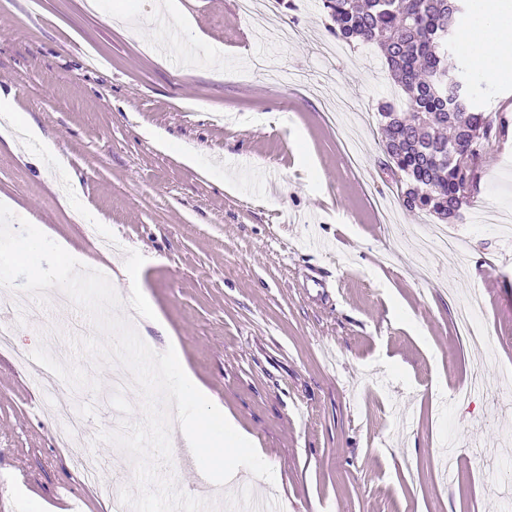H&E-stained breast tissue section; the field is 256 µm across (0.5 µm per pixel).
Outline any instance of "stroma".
I'll list each match as a JSON object with an SVG mask.
<instances>
[{"instance_id": "35a3bbf8", "label": "stroma", "mask_w": 512, "mask_h": 512, "mask_svg": "<svg viewBox=\"0 0 512 512\" xmlns=\"http://www.w3.org/2000/svg\"><path fill=\"white\" fill-rule=\"evenodd\" d=\"M188 27L156 49L154 0H0V91L51 141L78 195L60 193L39 144L0 128V203L80 262L119 267L162 325L134 327L181 361L273 469L228 485L227 507L265 496L269 512H512V132L485 147L477 188L447 230L456 254L422 251L433 216L406 211L383 170L376 103L398 96L374 48L325 49L321 0H281L296 41L246 42L267 24L236 0H181ZM137 18L140 34L126 20ZM224 51V68L212 65ZM477 104L512 120V73L486 83L460 40ZM340 99L344 122L323 103ZM165 133L170 150L144 132ZM198 150L196 168L177 150ZM92 213L116 257L82 239ZM321 274L325 292L313 288ZM478 297L472 344L459 308ZM76 306L43 303L14 342L54 365L60 397L83 394L96 431L112 428V385L68 342ZM488 384L454 392L477 368ZM10 351L0 350V471L16 481L0 512H105L106 497L57 447L59 422ZM454 452V473L439 457Z\"/></svg>"}]
</instances>
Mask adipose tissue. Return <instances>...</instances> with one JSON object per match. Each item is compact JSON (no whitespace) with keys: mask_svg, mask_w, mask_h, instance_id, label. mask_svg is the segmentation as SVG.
<instances>
[{"mask_svg":"<svg viewBox=\"0 0 512 512\" xmlns=\"http://www.w3.org/2000/svg\"><path fill=\"white\" fill-rule=\"evenodd\" d=\"M476 66L491 81L512 72V7L504 0H487Z\"/></svg>","mask_w":512,"mask_h":512,"instance_id":"adipose-tissue-1","label":"adipose tissue"}]
</instances>
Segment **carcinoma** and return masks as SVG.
Segmentation results:
<instances>
[{"instance_id":"carcinoma-1","label":"carcinoma","mask_w":512,"mask_h":512,"mask_svg":"<svg viewBox=\"0 0 512 512\" xmlns=\"http://www.w3.org/2000/svg\"><path fill=\"white\" fill-rule=\"evenodd\" d=\"M337 40L376 47L405 97L378 103L384 166L398 176L402 205L441 221L468 202L459 193L483 139L508 123L474 101L463 71L452 72L448 40L467 16L463 0H322Z\"/></svg>"}]
</instances>
